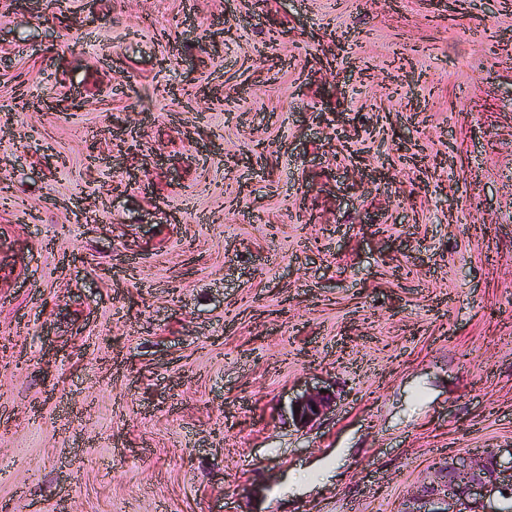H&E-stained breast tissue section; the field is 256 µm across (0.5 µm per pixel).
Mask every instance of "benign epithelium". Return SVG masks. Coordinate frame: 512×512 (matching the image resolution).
Returning a JSON list of instances; mask_svg holds the SVG:
<instances>
[{"label": "benign epithelium", "mask_w": 512, "mask_h": 512, "mask_svg": "<svg viewBox=\"0 0 512 512\" xmlns=\"http://www.w3.org/2000/svg\"><path fill=\"white\" fill-rule=\"evenodd\" d=\"M336 395L314 387L293 406L297 423L319 419ZM435 478L411 492L398 512H512V447L459 453L435 463Z\"/></svg>", "instance_id": "7a95c632"}]
</instances>
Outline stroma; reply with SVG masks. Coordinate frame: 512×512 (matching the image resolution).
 <instances>
[{
    "mask_svg": "<svg viewBox=\"0 0 512 512\" xmlns=\"http://www.w3.org/2000/svg\"><path fill=\"white\" fill-rule=\"evenodd\" d=\"M58 8L0 0V512H396L512 445V0ZM335 399V393L322 390L318 387L305 390L294 403L293 415L297 423L302 425L316 421L329 410L331 406H335ZM312 406L316 407V411H313Z\"/></svg>",
    "mask_w": 512,
    "mask_h": 512,
    "instance_id": "stroma-1",
    "label": "stroma"
}]
</instances>
